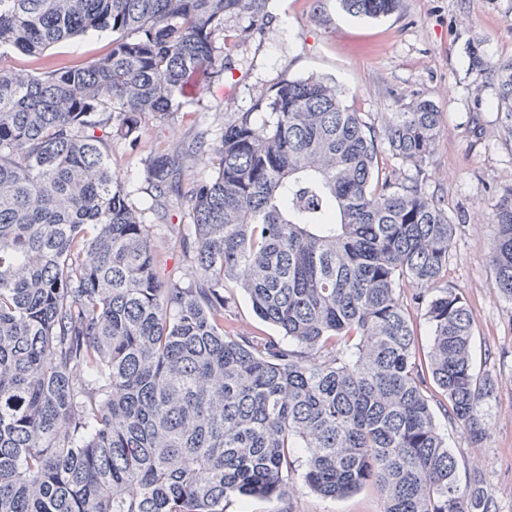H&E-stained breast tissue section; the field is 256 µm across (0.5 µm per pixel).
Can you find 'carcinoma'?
Here are the masks:
<instances>
[{
    "label": "carcinoma",
    "instance_id": "obj_1",
    "mask_svg": "<svg viewBox=\"0 0 512 512\" xmlns=\"http://www.w3.org/2000/svg\"><path fill=\"white\" fill-rule=\"evenodd\" d=\"M360 18L401 0H340ZM269 0H0V50L41 58L89 32L110 54L84 67L0 68V512H224L303 483L336 498L376 486L386 512H497L465 486L431 406L480 444L494 381L475 372L465 298L440 285L455 224L419 179L382 175L389 151L422 173L441 113L416 99L380 124L326 78L282 79L218 136L144 159L158 219L187 203L196 267L161 273L153 226L112 170L193 73L219 76L224 22L264 33ZM512 135V61L480 43ZM214 176L184 183L186 159ZM494 285L512 301V185L495 191ZM432 327L426 357L397 290ZM288 342L231 324L234 286ZM84 375L77 381L76 374Z\"/></svg>",
    "mask_w": 512,
    "mask_h": 512
}]
</instances>
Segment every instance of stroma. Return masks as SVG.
Here are the masks:
<instances>
[{
	"instance_id": "obj_1",
	"label": "stroma",
	"mask_w": 512,
	"mask_h": 512,
	"mask_svg": "<svg viewBox=\"0 0 512 512\" xmlns=\"http://www.w3.org/2000/svg\"><path fill=\"white\" fill-rule=\"evenodd\" d=\"M275 18L264 36L231 43L232 64L222 75L196 77L178 96L175 121H147L142 143L131 151L112 145V167L129 201L155 225L168 268L191 280L194 267L182 241L194 233L187 205L170 200L171 222L156 221L145 192L142 160L151 150L191 145L198 132H220L238 113L282 78H330L347 92L346 102L364 119L403 111L418 98L431 100L442 132L423 173L385 156L399 179L421 177L424 190L440 198L457 226L445 280L467 301L473 321V363L491 374L495 394L489 429L480 445L470 443L442 408L436 421L458 461L459 483L482 474L498 512H512V302L494 289L489 251L495 226L492 190L512 184V137L505 136L496 91L468 66L467 48L480 41L488 58L512 60V0H402L398 12L377 19L346 14L339 0H271ZM112 37L90 33L51 47L45 62L85 66L109 53ZM295 512H385L386 500L372 485L342 498H323L293 477Z\"/></svg>"
}]
</instances>
